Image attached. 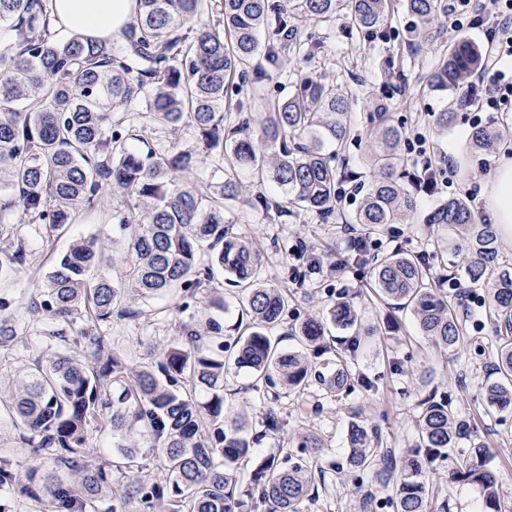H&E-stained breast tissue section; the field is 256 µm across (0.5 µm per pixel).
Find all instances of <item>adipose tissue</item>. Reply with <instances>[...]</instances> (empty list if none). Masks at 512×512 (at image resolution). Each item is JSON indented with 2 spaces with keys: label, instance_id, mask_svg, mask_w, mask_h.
I'll return each instance as SVG.
<instances>
[{
  "label": "adipose tissue",
  "instance_id": "adipose-tissue-1",
  "mask_svg": "<svg viewBox=\"0 0 512 512\" xmlns=\"http://www.w3.org/2000/svg\"><path fill=\"white\" fill-rule=\"evenodd\" d=\"M135 0H49L56 28L92 39L119 38L135 14ZM494 224L512 235V156L501 157L485 193Z\"/></svg>",
  "mask_w": 512,
  "mask_h": 512
}]
</instances>
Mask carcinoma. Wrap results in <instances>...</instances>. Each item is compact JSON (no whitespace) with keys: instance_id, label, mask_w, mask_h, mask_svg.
Listing matches in <instances>:
<instances>
[{"instance_id":"carcinoma-1","label":"carcinoma","mask_w":512,"mask_h":512,"mask_svg":"<svg viewBox=\"0 0 512 512\" xmlns=\"http://www.w3.org/2000/svg\"><path fill=\"white\" fill-rule=\"evenodd\" d=\"M392 0H137L133 23L119 44L57 37L47 0H0V27L12 44L0 50V280L25 270L28 246L16 229L38 227L42 241L65 234L80 210L104 190L126 196L121 233L103 247L80 239L54 257L30 296L28 322L18 325L0 297V347L34 324L52 352L30 357L23 379L8 395L0 386V429L20 431L44 466L21 469L0 457V488L45 499L51 512H303L318 503L326 470L354 484L359 512H437L448 507V484L476 486L484 512H501L494 453L448 399L431 391L419 401L417 442L401 453L383 447L381 431L352 415L344 462L323 466L328 445L307 427L291 447L257 459L248 418L226 407L229 366L245 368L250 390L296 398L305 415L317 395L337 396L378 383L352 370L351 355L324 373L306 351H332L334 328L353 331V347L382 334L361 321L347 296L298 329L302 349L285 351L268 335L284 323L293 293L264 278L266 252L233 231L227 213L238 205L271 220L296 209L322 217L339 202V151L355 128L354 95L318 78L254 116L228 99L233 88L259 84L260 57L282 59L299 49L294 20L325 22L343 13L352 28H380ZM419 43L429 45L448 13L443 0H403ZM482 64V51L460 37L427 74L433 92L458 88ZM169 139L158 153L136 134L139 119ZM365 154L374 167L352 218L362 230H380L418 214L399 170L396 151L404 127L377 108ZM195 132L196 140L182 137ZM512 137V127L475 126L472 149H490ZM202 163L220 181L202 187L187 175ZM275 183L277 197L250 196L245 179ZM423 223L437 228L438 245L455 237L464 271L489 282L481 299L495 326L494 379L485 383L489 407H512V267L499 265L495 225L461 198L431 209ZM368 285L386 302L411 312L421 335L453 352L465 327L455 300L440 288L425 256L392 250L373 255ZM223 275L219 280L217 275ZM227 284L240 304L237 336L224 339L221 323L194 314L163 340L128 349L114 320L156 312V299L174 295L179 312L191 304L224 307ZM262 433L281 422L266 406ZM106 430L113 448L89 445ZM448 480L431 479L438 466ZM374 482L391 489L378 498Z\"/></svg>"}]
</instances>
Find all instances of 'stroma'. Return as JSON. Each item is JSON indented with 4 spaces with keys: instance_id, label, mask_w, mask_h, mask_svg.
<instances>
[{
    "instance_id": "stroma-1",
    "label": "stroma",
    "mask_w": 512,
    "mask_h": 512,
    "mask_svg": "<svg viewBox=\"0 0 512 512\" xmlns=\"http://www.w3.org/2000/svg\"><path fill=\"white\" fill-rule=\"evenodd\" d=\"M408 23L401 0H394L386 23L370 36L351 30L342 16L320 23L299 21V38L304 48L312 44L316 51L311 56L306 55L304 49L290 54L283 65L263 63L265 95L270 100L283 98L292 92L295 82L301 78L325 76L354 92L352 110L359 119L358 129L362 132L371 126L370 99L380 100L392 119L405 127L406 138L399 148L403 169L412 172L417 169V154L412 143L418 137L425 139L436 159L447 157L453 163L452 174H440L433 190L415 187L421 211L430 210L442 200L462 197L469 201L476 213L487 215L484 191L499 156L494 153L489 160H482L480 155L468 149L466 141L474 119H481L485 124L512 125V104L495 112L478 114L462 105L466 89L445 95L431 92L425 75L441 51L457 38H467L484 50L489 44L483 33L472 27L469 17H462L457 22L449 16L444 19L432 45L421 50L409 33ZM445 109L454 111L456 120L447 134L442 135L433 124V115ZM342 157L357 179L343 183L344 201L330 219L324 221L313 213L298 211L273 223L261 210L246 206L231 213L237 232L255 240L268 254V278L272 282L289 277L293 268L302 264L301 259L282 249L283 240L306 241L318 256L327 248L339 254L346 252L347 238L342 226L358 209L362 194L357 186L370 180L372 169L365 160L360 139H351ZM122 206L121 194L110 190L103 192L93 208L80 211L69 235L56 241V252H66L73 239L79 237L106 241L112 235V216ZM368 239L380 252L399 248L410 253L428 254L434 276L448 271L455 274L462 294L482 291L481 284L472 283L465 276L462 256L456 248L435 252L432 230L420 220L388 225L385 231L369 233ZM366 284L367 268L363 265L293 282L297 304L287 322L273 332L274 337L279 338L281 348L299 349L297 337L291 334L292 328L325 309V300L308 298L311 287L316 285L336 293H357V305L363 319L381 323L386 331L376 347L360 349L356 363L357 372L377 381V392L357 389L325 398L320 411L303 417L298 416L293 398H280L273 408L283 423L284 432L290 434L302 426L313 427L328 444L327 461H340L347 446L348 411L357 407L370 425L379 426L384 445L400 451L412 446L416 440L419 400L429 390H436L447 395L451 407L460 417L477 422L481 434L496 449L501 501L507 512H512V413L485 414L481 389L492 370L487 351L494 336L492 324L485 319L482 310H475L473 317L479 320V327L467 329L463 344L451 356L437 350L420 335L409 311L389 308L368 291Z\"/></svg>"
}]
</instances>
